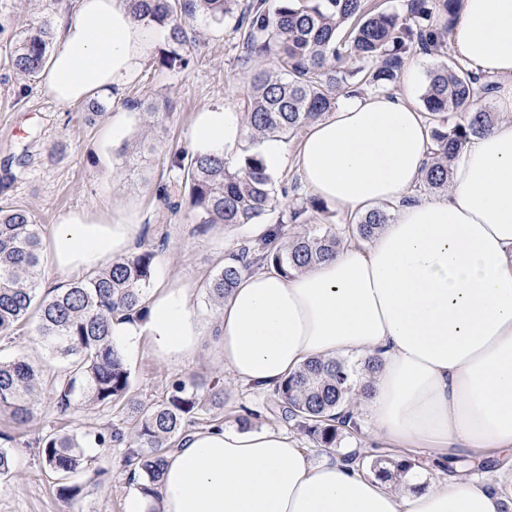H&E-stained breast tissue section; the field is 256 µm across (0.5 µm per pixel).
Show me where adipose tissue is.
Segmentation results:
<instances>
[{
	"instance_id": "1",
	"label": "adipose tissue",
	"mask_w": 512,
	"mask_h": 512,
	"mask_svg": "<svg viewBox=\"0 0 512 512\" xmlns=\"http://www.w3.org/2000/svg\"><path fill=\"white\" fill-rule=\"evenodd\" d=\"M42 88L62 105L121 94L151 59L157 33L129 0H76L60 20ZM449 42L468 69L492 81L503 119L468 140L447 193L419 195L429 143L422 112L405 96L350 95L312 124L294 154L310 194L348 214L395 206L368 242L284 275H241L215 327L224 369L241 384L275 389L308 360L376 359L351 412L371 440L496 462L512 452V0H462ZM237 115L199 112V147L232 151ZM138 214L108 224L78 215L50 239L56 270H91L131 249ZM186 287H158L142 325L113 323L134 343L148 337L181 362L201 338ZM490 480L441 481L411 469L399 483L327 456L314 461L282 430L214 426L167 451L159 495L134 493L127 512H505Z\"/></svg>"
}]
</instances>
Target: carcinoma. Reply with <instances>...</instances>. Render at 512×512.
<instances>
[{
  "instance_id": "1",
  "label": "carcinoma",
  "mask_w": 512,
  "mask_h": 512,
  "mask_svg": "<svg viewBox=\"0 0 512 512\" xmlns=\"http://www.w3.org/2000/svg\"><path fill=\"white\" fill-rule=\"evenodd\" d=\"M191 7L221 23L237 15L246 69L247 90L240 120L241 154L232 159L220 150L178 153L171 168L180 172L189 211L197 224H254L287 199L288 221L306 224L327 206L312 195H299L297 179L270 171L256 146L290 139L336 109L347 90L361 94L387 91L409 59L421 52L444 58L427 74L421 96L429 128L430 149L423 164L419 193L448 190L451 167L462 145L489 130L500 113L474 108L475 98L489 83L464 66L446 61L448 35L461 0H407L406 13L374 10L369 0H189ZM136 18L168 30L175 49L162 63L183 65L189 59L186 33L178 19L181 0H129ZM53 44L50 23L26 30L15 43L12 66L29 78L37 77ZM463 121H453V115ZM294 194H289V190ZM395 208L378 207L349 217L347 229L362 241L371 240L393 219ZM343 240L328 228L321 234L298 233L273 246L240 243L229 261L208 284V298L223 305L245 270L272 268L287 275L336 254ZM41 232L24 208H0V334L33 322L48 362L60 364L52 375L22 353L0 360V412L23 424L37 404L54 403L67 413L77 402L112 407L130 400L131 372L112 333V321L142 323L155 272L157 250L145 248L117 256L62 287L42 294ZM354 370L333 358L312 360L273 392L270 412L294 421L319 448H333L346 421L335 410L352 399ZM196 379L174 381L165 399L142 413L133 428L137 447L125 456L131 479L145 495L155 493L163 457L172 443L187 433L188 423L217 393H202ZM45 467L60 480L59 492L69 502L83 488L68 483L83 471L84 438L49 433L40 440ZM414 464L406 459L378 458L370 473L396 480Z\"/></svg>"
}]
</instances>
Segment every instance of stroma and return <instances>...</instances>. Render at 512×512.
<instances>
[{"label":"stroma","instance_id":"obj_1","mask_svg":"<svg viewBox=\"0 0 512 512\" xmlns=\"http://www.w3.org/2000/svg\"><path fill=\"white\" fill-rule=\"evenodd\" d=\"M73 6L74 0L57 6L49 0H0V205L29 210L47 241L66 215L108 223L113 211L134 203L140 214L136 249H158L154 286L191 288L192 308L205 340L183 362L162 360L146 340L124 347L132 375V404L110 409L81 405L62 416L45 401L23 426L0 414V448L15 458L13 472L0 478V512H126L134 489L123 463L128 443L113 444L108 451L86 448L88 469L74 477L84 489L73 506L59 496L57 478L42 462L39 441L51 432L108 436L115 428L130 427L137 409L160 402L177 379L193 377L223 391L220 404L196 416L194 428L236 424L246 418L251 427L274 426L302 447L312 445L293 422L267 412V391L239 384L225 374L212 335L219 309L205 290L225 256L242 241L260 240L273 227L285 240L297 233V226L280 222L276 211L254 224L193 223L185 198L178 193L179 172L163 162L166 156L195 151L191 131L198 112L241 109L244 83L234 18L215 23L199 13L183 15L193 47L185 66L161 64L171 45L166 31H159L155 55L139 79L123 95H98L103 113L91 122L85 105L58 104L43 94L41 79L25 78L10 64L9 51L19 31L43 20L56 22ZM143 102L160 103L159 120L140 110ZM116 120L123 126L117 137L112 134ZM143 137L155 144V154L137 164L125 163L122 151ZM166 193L176 209L163 208L160 198Z\"/></svg>","mask_w":512,"mask_h":512}]
</instances>
